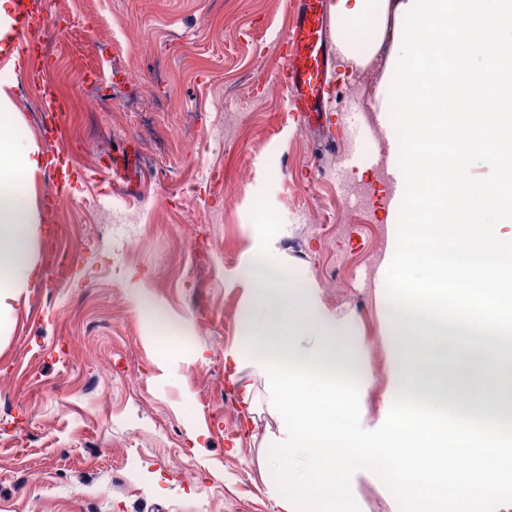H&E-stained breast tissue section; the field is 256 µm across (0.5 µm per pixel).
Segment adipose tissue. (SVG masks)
I'll return each instance as SVG.
<instances>
[{
    "instance_id": "ef3b65f1",
    "label": "adipose tissue",
    "mask_w": 512,
    "mask_h": 512,
    "mask_svg": "<svg viewBox=\"0 0 512 512\" xmlns=\"http://www.w3.org/2000/svg\"><path fill=\"white\" fill-rule=\"evenodd\" d=\"M42 165L36 147L20 148L9 99L0 88V315L35 277L33 243L40 232L29 183Z\"/></svg>"
}]
</instances>
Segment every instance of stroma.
<instances>
[{
    "mask_svg": "<svg viewBox=\"0 0 512 512\" xmlns=\"http://www.w3.org/2000/svg\"><path fill=\"white\" fill-rule=\"evenodd\" d=\"M47 2L40 60L71 103L73 165L92 173L131 149L141 193L34 174L36 201L61 194L57 220L98 246L51 287L36 276L0 331V512H276L263 382L228 361L262 319L242 278L259 251L252 208L267 194L283 222L272 257L350 331L361 425L376 428L396 366L384 269L396 188L386 131L362 114L384 109L385 70L362 80L337 54L330 150L261 86L282 63L290 0ZM0 87L22 141L50 151L28 63L0 70ZM340 264L356 275L328 277ZM351 489L359 512H400L374 471H356Z\"/></svg>",
    "mask_w": 512,
    "mask_h": 512,
    "instance_id": "stroma-1",
    "label": "stroma"
}]
</instances>
